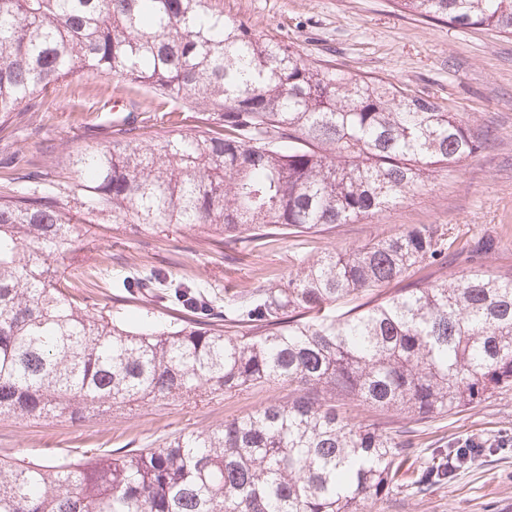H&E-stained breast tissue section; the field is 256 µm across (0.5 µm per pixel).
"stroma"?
Wrapping results in <instances>:
<instances>
[{
	"instance_id": "obj_1",
	"label": "stroma",
	"mask_w": 512,
	"mask_h": 512,
	"mask_svg": "<svg viewBox=\"0 0 512 512\" xmlns=\"http://www.w3.org/2000/svg\"><path fill=\"white\" fill-rule=\"evenodd\" d=\"M224 13L308 60L428 95L486 132L487 140L457 166L433 173L422 191L400 204L301 237L284 234L220 245L208 231L173 224L138 232L113 224L107 211L80 215L86 230L80 256L103 250L112 256L98 287L86 291L89 303L137 324L147 313L162 315L173 281L198 287L220 308L225 289L241 296L259 286H279L324 253L351 251L422 225L446 228L455 243L447 266L414 267L409 281L456 278L477 269L512 272V36L452 27L401 9L395 0H224ZM41 101L42 111L0 116V180L22 168L44 171L55 182L71 181L72 151L103 140L104 116L120 119L132 101L143 110L154 109L160 97L147 87L115 80L99 92L75 78ZM486 236L497 242L493 252L473 258L464 251L467 241ZM154 269L167 279L156 283L151 306L124 301V280ZM287 396V386L264 385L189 403L134 406L77 423L63 415L37 421L2 416L0 459L48 463L61 455L79 458L92 449L115 454L155 448ZM469 439L492 447V454L476 456L428 495L406 489L377 502L372 512H512V391L419 423L411 460L421 464L433 449Z\"/></svg>"
}]
</instances>
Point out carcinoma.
<instances>
[{
	"label": "carcinoma",
	"instance_id": "cac0c4a2",
	"mask_svg": "<svg viewBox=\"0 0 512 512\" xmlns=\"http://www.w3.org/2000/svg\"><path fill=\"white\" fill-rule=\"evenodd\" d=\"M450 26L512 34V0H400ZM150 88L200 114L192 132L130 103L105 141L72 155L66 189L90 214L235 239L349 224L420 192L481 134L406 86L310 63L224 16L223 0H0V114L40 106L68 78ZM0 192V416L74 422L250 386L292 396L215 428L124 455L0 461V512H368L403 486L424 495L468 458L338 409L364 403L418 422L512 390V276L474 270L403 284L448 261V238L404 229L307 263L282 288L200 292L134 330L84 303L61 271L84 228L30 171ZM403 284L392 292L381 287ZM362 303L335 316L342 299Z\"/></svg>",
	"mask_w": 512,
	"mask_h": 512
}]
</instances>
